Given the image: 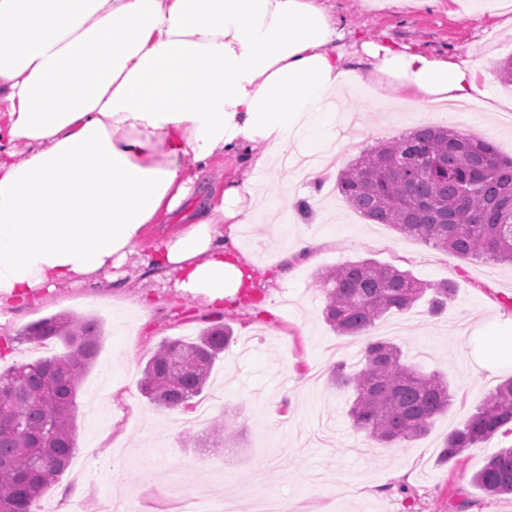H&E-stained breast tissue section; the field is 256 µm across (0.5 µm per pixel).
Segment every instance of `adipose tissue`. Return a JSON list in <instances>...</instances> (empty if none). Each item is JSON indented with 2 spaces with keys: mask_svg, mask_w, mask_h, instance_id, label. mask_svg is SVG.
I'll list each match as a JSON object with an SVG mask.
<instances>
[{
  "mask_svg": "<svg viewBox=\"0 0 512 512\" xmlns=\"http://www.w3.org/2000/svg\"><path fill=\"white\" fill-rule=\"evenodd\" d=\"M326 0H0V309L102 284L139 256L220 307L253 287L237 232L256 176L298 137L326 151L337 98L372 83L401 104L503 112L491 63L387 37L337 51ZM247 165L148 253L214 158ZM169 224L150 225L144 240L141 243L143 253L149 252L152 247L158 243L159 235L162 233H174L182 229L184 226L177 217H171L168 220Z\"/></svg>",
  "mask_w": 512,
  "mask_h": 512,
  "instance_id": "ef3b65f1",
  "label": "adipose tissue"
}]
</instances>
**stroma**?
Here are the masks:
<instances>
[{
	"label": "stroma",
	"instance_id": "1",
	"mask_svg": "<svg viewBox=\"0 0 512 512\" xmlns=\"http://www.w3.org/2000/svg\"><path fill=\"white\" fill-rule=\"evenodd\" d=\"M344 36L391 35L412 50L438 58L496 64L512 57V26L505 14L512 0H441L432 9L408 5L373 8L364 0H331ZM428 124L484 139L512 157V115L427 109L419 102L391 105L371 88L359 87L337 100L331 125L340 165L323 169L327 192L316 208L280 215L258 208L240 231L241 247L255 261L251 293L216 308L184 294L140 265L125 264L108 288H59L35 307L0 312V336L15 338L0 356V370L62 352L60 342L18 341L29 323L51 315L95 317L103 336L94 364L77 395V450L60 481L78 498L81 512H117L133 492L172 505V489L210 490L232 500L235 512H254L249 474L268 465L267 492L294 500L301 512H512V496L490 497L471 476L498 449L512 445V433H496L461 457L439 463L448 434L460 428L476 406L512 368L487 371L481 365L487 326L512 318V265L462 258L402 236L353 211L337 189L344 165L367 148ZM313 184H301L294 170L285 178L259 176V196L305 202ZM317 246L308 257L285 258L281 236ZM369 258L410 271L419 280L450 282L455 295L447 310L429 315L426 301L391 312L373 334L400 345L405 362L448 379L453 401L429 432L396 448H378L353 427L349 395L329 382L334 364L354 370L359 341L337 335L325 323L317 274L345 261ZM150 292L155 304L139 313L133 303ZM222 323L234 342L217 362L202 394L212 415L224 416L234 434L211 447L208 425L181 424L180 413L152 406L138 381L161 342L188 339ZM223 459L222 468L211 467Z\"/></svg>",
	"mask_w": 512,
	"mask_h": 512
}]
</instances>
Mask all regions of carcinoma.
I'll return each mask as SVG.
<instances>
[{"label":"carcinoma","mask_w":512,"mask_h":512,"mask_svg":"<svg viewBox=\"0 0 512 512\" xmlns=\"http://www.w3.org/2000/svg\"><path fill=\"white\" fill-rule=\"evenodd\" d=\"M338 189L376 224L461 257L512 263V159L499 157L486 141L424 126L366 150L341 172ZM317 283L328 325L364 342L360 369L347 372L339 364L331 371L337 388L353 392V425L380 448L425 435L451 405L448 381L404 363L399 345L371 332L384 315L407 311L426 295L429 314H442L455 289L372 259L340 264ZM22 336L39 345L58 340L66 351L0 371V512H38L42 496L69 467L77 448L76 396L99 353L102 328L94 318L54 315L29 324ZM232 340V329L216 324L194 338L161 343L145 365L141 394L158 407L191 408ZM509 424L512 378L448 434L439 458H457ZM472 483L488 496H512V448L490 456Z\"/></svg>","instance_id":"carcinoma-1"}]
</instances>
